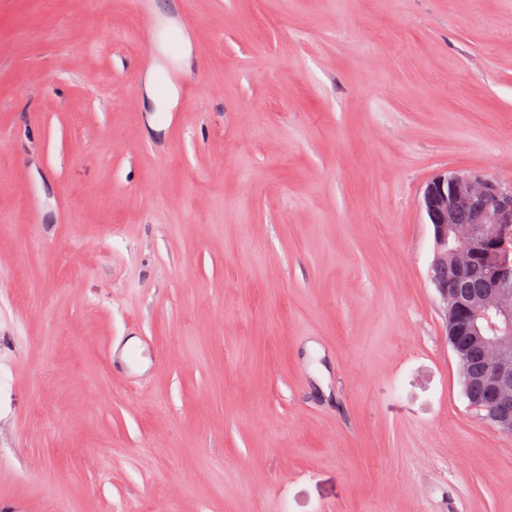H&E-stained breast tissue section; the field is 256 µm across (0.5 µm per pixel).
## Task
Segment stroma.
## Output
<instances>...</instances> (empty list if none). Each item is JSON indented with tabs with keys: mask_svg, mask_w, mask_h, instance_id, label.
<instances>
[{
	"mask_svg": "<svg viewBox=\"0 0 512 512\" xmlns=\"http://www.w3.org/2000/svg\"><path fill=\"white\" fill-rule=\"evenodd\" d=\"M447 171L512 184V0H0V497L512 512L430 280Z\"/></svg>",
	"mask_w": 512,
	"mask_h": 512,
	"instance_id": "35a3bbf8",
	"label": "stroma"
}]
</instances>
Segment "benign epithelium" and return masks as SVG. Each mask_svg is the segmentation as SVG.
Instances as JSON below:
<instances>
[{"mask_svg": "<svg viewBox=\"0 0 512 512\" xmlns=\"http://www.w3.org/2000/svg\"><path fill=\"white\" fill-rule=\"evenodd\" d=\"M434 230L431 280L447 304L448 335L458 360L461 337L482 346L492 392L490 426L512 435V184L476 172L441 174L421 199Z\"/></svg>", "mask_w": 512, "mask_h": 512, "instance_id": "1", "label": "benign epithelium"}]
</instances>
